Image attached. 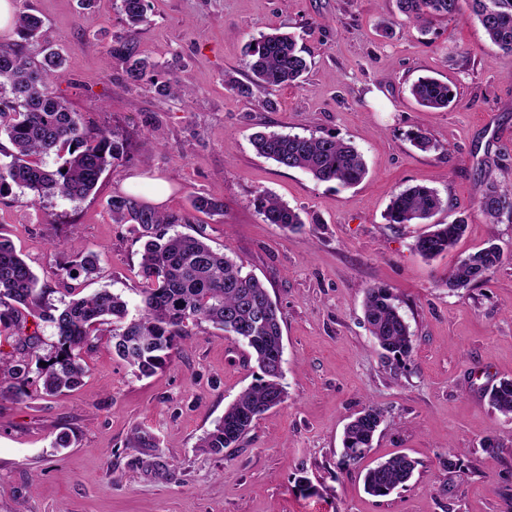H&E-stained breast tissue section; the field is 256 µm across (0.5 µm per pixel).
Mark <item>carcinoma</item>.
<instances>
[{
	"label": "carcinoma",
	"instance_id": "carcinoma-1",
	"mask_svg": "<svg viewBox=\"0 0 512 512\" xmlns=\"http://www.w3.org/2000/svg\"><path fill=\"white\" fill-rule=\"evenodd\" d=\"M461 0H396L397 9L413 23L426 28L435 19L459 14ZM487 39L512 52V0H470ZM125 34L112 37L107 53L124 65L125 81L133 86L148 83L160 93L177 98L186 91L164 78L162 66L137 56L134 38L147 20V0H121ZM18 40L0 42V197L18 189L36 206L49 196L81 201L96 188L101 176L127 157L130 143L115 130L87 129L83 116L71 109L55 84L65 69L63 54L41 40L43 21L21 11L15 21ZM250 79H229L231 89L244 97L255 88L287 86L309 69L304 50L291 33H262L250 47ZM422 106L445 108L454 99L448 83L420 77L410 87ZM257 154L287 169H300L319 182L342 186L359 183L367 174L363 154L351 142L330 135L257 132L252 139ZM54 154L63 164L52 169L43 162ZM191 208L210 215H224V203L203 194L190 198ZM266 224L284 232L297 229L300 213L267 191L253 199ZM443 202L436 190L415 186L393 196L385 215L390 224H423ZM112 220L131 224L145 239L139 269L142 279L139 305L130 313L118 293L101 289L76 296L78 287L65 284L70 299L59 304L45 300L47 289L12 241L0 232V399L21 402L33 396L51 397L83 384L90 369L82 353L107 337L113 353L137 376H150L170 362L188 328L210 324L244 344L259 373L255 382L224 410V416L200 439L198 447L221 454L236 445L268 410L285 402L284 373L276 369L273 353L283 343L281 316L264 284L243 266L207 242L203 231L172 232L189 223L180 213L156 212L130 195L108 202ZM477 207L496 224L512 218V194L484 177ZM468 222L457 217L448 224H433L415 242L424 258L452 249L464 235ZM105 255L90 250L67 270L76 281L98 274ZM501 263L498 246L491 244L468 255L453 269L446 284L451 290L482 282ZM364 316L371 336L387 355L404 360L413 353V334L399 304L388 289H365ZM55 329L54 342L45 349L40 323ZM489 404L504 416L512 415V380H503L489 392ZM381 413L368 407L346 426L343 457L347 465L360 466L362 452L373 448ZM417 461L396 453L365 468L364 486L374 496H387L413 476Z\"/></svg>",
	"mask_w": 512,
	"mask_h": 512
}]
</instances>
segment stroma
I'll return each instance as SVG.
<instances>
[{
    "instance_id": "1",
    "label": "stroma",
    "mask_w": 512,
    "mask_h": 512,
    "mask_svg": "<svg viewBox=\"0 0 512 512\" xmlns=\"http://www.w3.org/2000/svg\"><path fill=\"white\" fill-rule=\"evenodd\" d=\"M14 2L42 18L44 39L66 58L58 93L89 126L123 132L131 150L85 200L48 197L36 209L18 190L0 199V232L48 283L51 302L64 296L56 273L94 250L107 260L84 293L105 288L137 305L142 242L113 222L108 202L139 177L141 204L188 215L265 284L282 316L288 396L238 446L210 454L199 438L257 372L246 347L205 324L163 369L139 377L100 342L84 356L81 388L0 401V512H512V416L487 397L512 379V221L489 223L475 207L482 171L512 194V53L486 39L469 6L424 34L396 0H147L136 51L191 90L181 102L128 85L106 56L123 30L120 0H101L92 22L78 0ZM383 19L391 36L377 28ZM275 28L295 33L309 70L298 84L241 97L224 79L246 81L249 44ZM424 76L453 88L448 107L414 100ZM153 120L157 147L144 143ZM262 129L352 141L368 173L341 186L279 167L251 145ZM416 131L435 149L413 147ZM157 178L170 190L159 204ZM415 185L442 198L437 222L468 218L457 246L433 260L414 249L427 225L385 219L392 196ZM262 190L297 209L302 226L264 223L253 206ZM196 193L223 201V215L192 211ZM491 243L499 268L449 290L453 267ZM373 285L390 289L410 325L408 360L385 357L364 323ZM367 406L383 414L372 459L403 452L418 462L385 497L367 494L341 460L343 430ZM136 427L155 447H129Z\"/></svg>"
}]
</instances>
